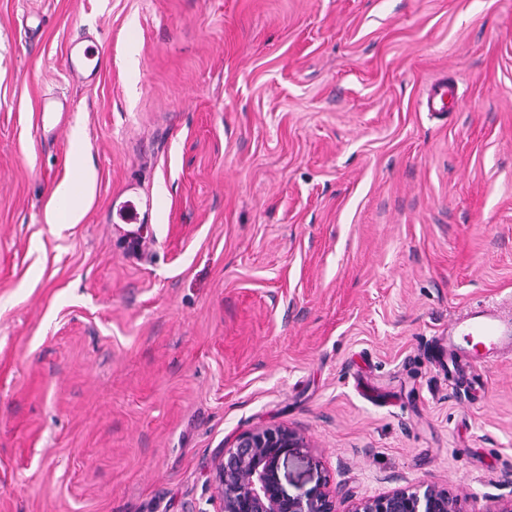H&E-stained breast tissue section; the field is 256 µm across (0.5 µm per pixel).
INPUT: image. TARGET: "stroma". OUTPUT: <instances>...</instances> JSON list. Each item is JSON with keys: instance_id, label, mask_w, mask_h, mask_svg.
<instances>
[{"instance_id": "1", "label": "stroma", "mask_w": 512, "mask_h": 512, "mask_svg": "<svg viewBox=\"0 0 512 512\" xmlns=\"http://www.w3.org/2000/svg\"><path fill=\"white\" fill-rule=\"evenodd\" d=\"M76 127L96 191L61 227ZM509 298L512 0H0V512H215L214 456L267 424L307 441L288 493L497 512L512 358L476 393L441 340ZM106 48L93 36L70 43L67 66L71 74L82 80H94L102 72ZM455 97L456 90L453 85L439 84L429 95L428 106L436 112H445L448 110V104L453 105ZM39 130L44 135L55 137L60 129L61 121L58 120V114L64 115L68 112L66 102L60 97H44L39 104Z\"/></svg>"}]
</instances>
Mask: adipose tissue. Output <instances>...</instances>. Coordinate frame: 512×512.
<instances>
[{
	"mask_svg": "<svg viewBox=\"0 0 512 512\" xmlns=\"http://www.w3.org/2000/svg\"><path fill=\"white\" fill-rule=\"evenodd\" d=\"M71 148V163L78 170L79 176L76 180L61 182L52 193L47 220L56 225L79 223L95 191V175L83 160L81 132H73Z\"/></svg>",
	"mask_w": 512,
	"mask_h": 512,
	"instance_id": "obj_1",
	"label": "adipose tissue"
}]
</instances>
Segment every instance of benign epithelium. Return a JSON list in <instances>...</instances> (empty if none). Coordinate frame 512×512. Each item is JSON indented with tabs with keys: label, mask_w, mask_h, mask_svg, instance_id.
<instances>
[{
	"label": "benign epithelium",
	"mask_w": 512,
	"mask_h": 512,
	"mask_svg": "<svg viewBox=\"0 0 512 512\" xmlns=\"http://www.w3.org/2000/svg\"><path fill=\"white\" fill-rule=\"evenodd\" d=\"M304 446V437L285 425L238 434L214 459L216 512H464L459 496L425 481L361 498L326 483L290 495L279 479V457L285 448Z\"/></svg>",
	"instance_id": "obj_1"
}]
</instances>
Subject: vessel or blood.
Here are the masks:
<instances>
[{
	"mask_svg": "<svg viewBox=\"0 0 512 512\" xmlns=\"http://www.w3.org/2000/svg\"><path fill=\"white\" fill-rule=\"evenodd\" d=\"M105 56V47L95 37L87 36L71 42L67 66L77 78L93 80L100 75ZM67 110L62 98H42L38 118L40 132L56 136L60 129L58 116ZM447 344L449 363L466 373L511 356L512 303L479 302L467 306L450 322Z\"/></svg>",
	"mask_w": 512,
	"mask_h": 512,
	"instance_id": "b4317fda",
	"label": "vessel or blood"
}]
</instances>
